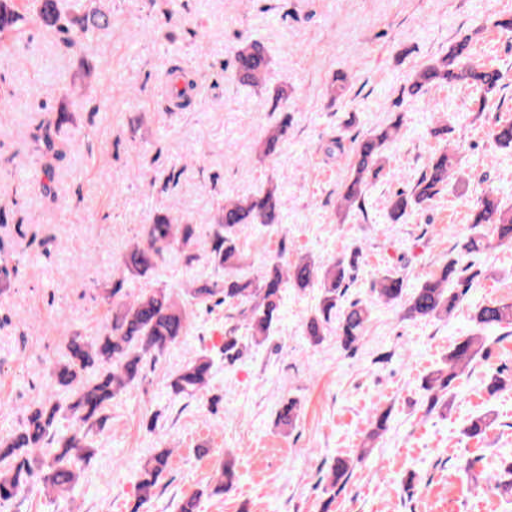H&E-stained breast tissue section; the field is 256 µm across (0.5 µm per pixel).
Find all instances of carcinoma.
I'll use <instances>...</instances> for the list:
<instances>
[{
    "mask_svg": "<svg viewBox=\"0 0 512 512\" xmlns=\"http://www.w3.org/2000/svg\"><path fill=\"white\" fill-rule=\"evenodd\" d=\"M64 0H36V16L46 26L55 27L65 34L63 44L83 54L91 47V34L111 26V13L100 6L83 9V0H71L68 8ZM23 15L15 8L14 0H0V34L19 30ZM472 37L466 36L448 48V52L416 71L403 95L415 98L429 88L463 85L476 93L479 110L483 111L503 89L500 71L491 65L471 59ZM271 71V60L263 43L242 41L232 51L230 78L241 85L263 86ZM401 118L376 129L346 151L341 139L332 141L327 154L345 158L350 177L343 186L339 208L350 210L362 205L367 186L384 170L388 162L386 149L397 138ZM288 116L273 125L264 141L262 154L270 156L277 146L288 138ZM34 143L43 147L45 166L64 152L58 146L68 142L58 138L56 126L45 120L32 135ZM456 157L449 150L432 155L425 170L414 180L410 189L400 190L387 197V218L399 222L410 210L422 207L441 194L448 180L456 173ZM285 201L277 186L257 194L224 200L213 218L208 239L197 235L194 224H181L173 216L174 205L157 210L143 225L141 240L134 243L120 260L121 280L150 278L172 251L181 252L186 263L197 259L196 251L205 252L215 268L224 271L222 278L195 280L187 292L200 303L215 300L236 311L226 316L224 323V360L236 362L243 358L245 346L237 332L242 321L254 336H267L279 321L282 292L292 286L305 290L314 285L321 289L318 307L304 324V333L317 344L331 323H336V335L344 347L353 348L362 338L370 319V308L353 301L340 305L348 289L347 267L336 260L327 265L311 256H303L292 265L273 262L264 275L251 278L240 273L243 253L240 234L253 224H279ZM468 222L474 233L459 245V254L470 256L481 253L487 243L478 232L484 224L496 226L501 240L512 241V209L501 205V200L487 195L469 213ZM468 267L455 258L444 264L439 273L432 275L412 291H406L405 278L387 272L372 283L377 298L388 302H404L409 318L448 319L457 309L461 294L448 288ZM112 320L105 331L86 338L75 334L69 337L65 352L53 368L55 384L69 393L68 403L54 402L50 407L32 411L14 433L0 438V508L39 479L47 489L67 492L74 488L78 475L73 470L77 461L91 458L95 449L87 438L104 428L112 400L134 388L142 379L144 362L162 355L171 345L186 335L189 313L173 293L166 288H149L137 295L122 293L114 288ZM472 321L481 330L512 327V303H490L476 309ZM484 352L483 338L467 336L455 343L443 366L429 375L422 388L428 393L429 410L448 408V393L455 382ZM213 361L205 356L186 363L169 384L170 394L193 396L203 392L208 384ZM298 403L289 400L277 413V424L289 427L298 417ZM72 419V428L56 432L54 443L46 442L50 429L58 418ZM172 451L165 448L157 452L142 467L138 483L141 501L149 500L158 479L169 465ZM236 454H224L219 468L215 490L231 487L236 479ZM350 467L338 459L331 467L327 480L331 488L339 481H348ZM488 482L504 491L512 490V462L503 465L501 473L488 478Z\"/></svg>",
    "mask_w": 512,
    "mask_h": 512,
    "instance_id": "1",
    "label": "carcinoma"
}]
</instances>
